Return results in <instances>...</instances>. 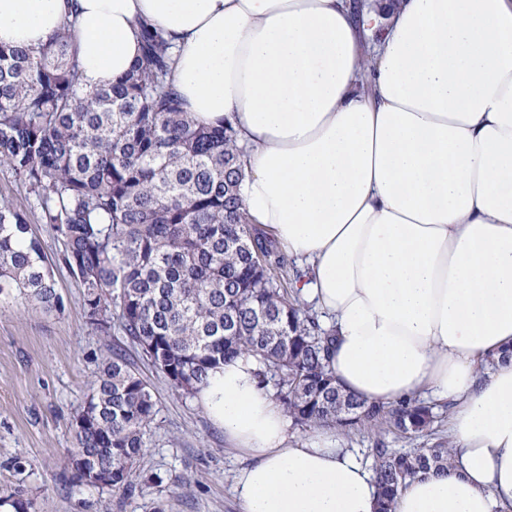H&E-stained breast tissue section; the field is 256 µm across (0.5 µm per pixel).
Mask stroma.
<instances>
[{
  "label": "stroma",
  "mask_w": 512,
  "mask_h": 512,
  "mask_svg": "<svg viewBox=\"0 0 512 512\" xmlns=\"http://www.w3.org/2000/svg\"><path fill=\"white\" fill-rule=\"evenodd\" d=\"M0 196L23 211L46 250L61 244L44 224L32 196L0 168ZM62 311L37 307L0 309V488L24 484L37 497V512H240L234 493L243 456L224 439L193 398L176 395L141 348L120 329L101 335L83 311V290L64 267L54 268ZM122 348L157 399L142 476L132 496L100 493L72 483L65 470L74 446L70 422L99 371L107 347ZM27 462L24 473L14 458ZM190 487H181L184 477Z\"/></svg>",
  "instance_id": "obj_1"
}]
</instances>
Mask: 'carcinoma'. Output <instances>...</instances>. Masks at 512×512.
<instances>
[{"mask_svg": "<svg viewBox=\"0 0 512 512\" xmlns=\"http://www.w3.org/2000/svg\"><path fill=\"white\" fill-rule=\"evenodd\" d=\"M140 36L130 71L99 87L83 81L71 22L39 48L0 45V167L52 226L88 323L104 334L117 323L181 397L247 354L296 427L405 438L433 429L432 407L417 397L373 404L336 385L333 338L293 287L301 273L247 221L235 129L196 123L169 43L146 23ZM53 266L26 215L1 198L0 305L62 310ZM156 414L149 384L122 350H108L73 416L68 465L112 471L95 485L101 493H133ZM370 453L379 512H392L408 480L452 468L444 444L402 450L380 439ZM2 506L36 512L22 486L1 490Z\"/></svg>", "mask_w": 512, "mask_h": 512, "instance_id": "obj_1", "label": "carcinoma"}]
</instances>
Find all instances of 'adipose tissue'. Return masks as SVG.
<instances>
[{"instance_id":"1","label":"adipose tissue","mask_w":512,"mask_h":512,"mask_svg":"<svg viewBox=\"0 0 512 512\" xmlns=\"http://www.w3.org/2000/svg\"><path fill=\"white\" fill-rule=\"evenodd\" d=\"M71 17L88 85L133 66L146 23L194 121L232 124L248 219L303 264L337 382L450 403L453 470L395 512H512V0H0V44ZM197 400L247 461L241 512H378L373 471L336 430L292 440L252 357Z\"/></svg>"}]
</instances>
